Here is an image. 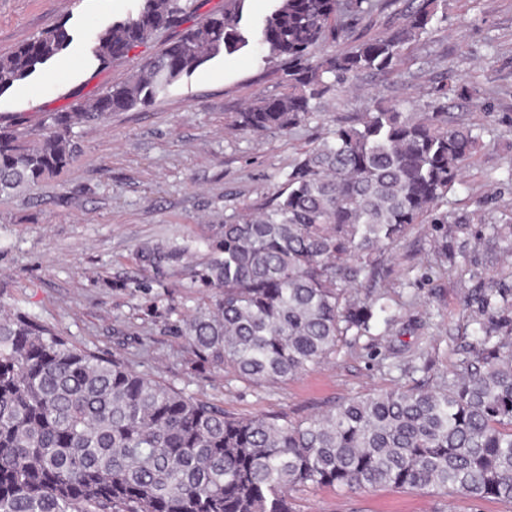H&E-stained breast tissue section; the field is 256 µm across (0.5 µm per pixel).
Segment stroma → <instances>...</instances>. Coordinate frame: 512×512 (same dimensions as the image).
Wrapping results in <instances>:
<instances>
[{
    "instance_id": "1",
    "label": "stroma",
    "mask_w": 512,
    "mask_h": 512,
    "mask_svg": "<svg viewBox=\"0 0 512 512\" xmlns=\"http://www.w3.org/2000/svg\"><path fill=\"white\" fill-rule=\"evenodd\" d=\"M139 0H0V54L52 29L68 51L0 94V118L35 127L43 113L87 103L133 75L176 40L158 31L125 59L100 64L91 48ZM444 18L384 80L364 76L326 99L318 120L283 135L252 134L231 113L284 92L276 60L246 48L218 55L147 106L77 128V158L59 174L0 197V308L34 314L70 342L124 358L232 416L284 414L298 422L334 404L438 376L466 356L476 306L472 290L512 287V0H445ZM477 87L452 101L456 121L480 133L463 181L448 195V249L440 258L429 224L411 226L381 257L377 280L396 321L341 342L330 359L296 377L256 384L198 360L174 329L205 293L193 271L206 258L210 226L256 212L282 189L290 164L337 118L377 100L424 111L444 69ZM146 243L188 253L174 270L142 266ZM301 512H512V504L389 486L303 488Z\"/></svg>"
}]
</instances>
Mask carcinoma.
Instances as JSON below:
<instances>
[{"instance_id": "obj_1", "label": "carcinoma", "mask_w": 512, "mask_h": 512, "mask_svg": "<svg viewBox=\"0 0 512 512\" xmlns=\"http://www.w3.org/2000/svg\"><path fill=\"white\" fill-rule=\"evenodd\" d=\"M247 0H224L92 103L46 112L30 138L0 122V195L60 173L79 152L74 129L145 106L220 53L253 44L280 62L288 92L236 113L254 134H287L318 117L352 80L386 76L437 22L419 0L385 36L354 33L363 17L399 0H274L259 26ZM191 0H140L102 30L92 53L119 60L162 29L178 27ZM350 36L351 49L320 52ZM60 28L0 55V94L61 55ZM470 89L442 74L427 111L376 102L336 122L289 167L284 187L255 215L211 226L194 272L208 303L178 330L200 360L257 383H277L364 336L387 312L384 294L351 290L379 276V257L412 224L448 223V202L479 146L448 100ZM187 249L143 245L161 270ZM479 319L469 357L436 384L346 399L293 423L285 415L233 417L224 408L68 342L29 313L0 317V512H299L304 487L350 491L384 485L472 501L512 503V303L506 288L472 292Z\"/></svg>"}]
</instances>
